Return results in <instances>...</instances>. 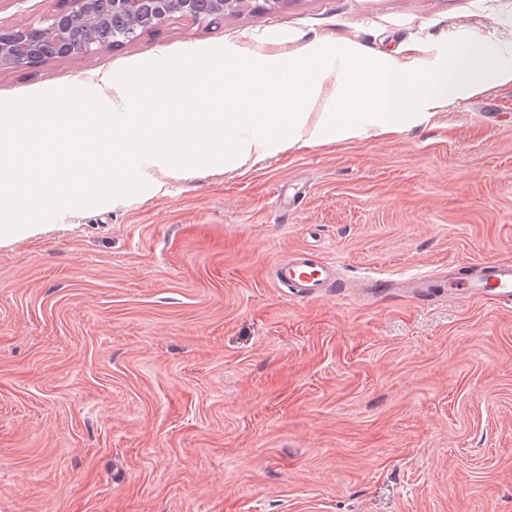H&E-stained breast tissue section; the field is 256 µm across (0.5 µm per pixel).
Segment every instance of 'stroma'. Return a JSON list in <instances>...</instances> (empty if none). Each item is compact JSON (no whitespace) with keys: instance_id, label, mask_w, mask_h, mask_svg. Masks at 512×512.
I'll return each mask as SVG.
<instances>
[{"instance_id":"35a3bbf8","label":"stroma","mask_w":512,"mask_h":512,"mask_svg":"<svg viewBox=\"0 0 512 512\" xmlns=\"http://www.w3.org/2000/svg\"><path fill=\"white\" fill-rule=\"evenodd\" d=\"M460 38L511 62L512 0H249L0 70V102L214 48L432 69ZM157 178L0 241V512H512V303L401 288L512 260V84L405 132ZM300 250L339 282L277 287ZM407 288L419 296H437L444 299H457L459 293H448L446 279L432 275H422L406 281Z\"/></svg>"}]
</instances>
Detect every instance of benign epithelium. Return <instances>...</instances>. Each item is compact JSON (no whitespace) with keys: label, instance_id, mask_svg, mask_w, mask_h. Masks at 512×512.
Masks as SVG:
<instances>
[{"label":"benign epithelium","instance_id":"benign-epithelium-1","mask_svg":"<svg viewBox=\"0 0 512 512\" xmlns=\"http://www.w3.org/2000/svg\"><path fill=\"white\" fill-rule=\"evenodd\" d=\"M247 0H67L68 8L55 11L38 25L0 27V69L45 61L52 43L57 57L70 56L78 25L106 23L105 36L86 44L82 52L108 49L132 40L147 24L159 26L175 14L198 22H216L237 11Z\"/></svg>","mask_w":512,"mask_h":512}]
</instances>
